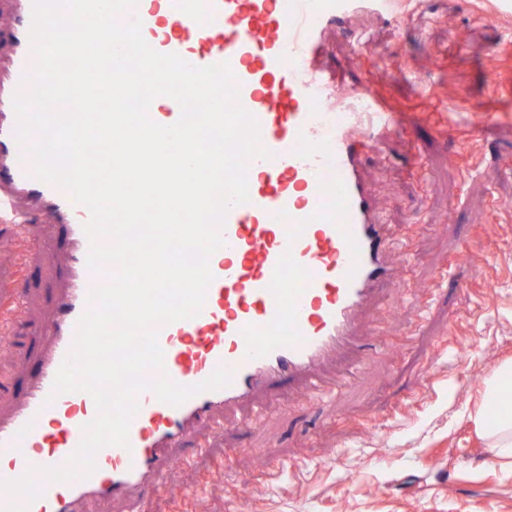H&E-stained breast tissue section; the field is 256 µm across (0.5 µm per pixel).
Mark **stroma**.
Here are the masks:
<instances>
[{
  "instance_id": "35a3bbf8",
  "label": "stroma",
  "mask_w": 512,
  "mask_h": 512,
  "mask_svg": "<svg viewBox=\"0 0 512 512\" xmlns=\"http://www.w3.org/2000/svg\"><path fill=\"white\" fill-rule=\"evenodd\" d=\"M319 62L397 115L361 161L397 282L359 314L366 352L316 368L346 387L315 401L297 380L215 412L139 512H512V459L490 457L471 420L512 359V0H392L344 20ZM28 235L50 260L20 270L0 224V298L21 285L27 320L0 335V412L38 370L30 331L67 261L57 225Z\"/></svg>"
}]
</instances>
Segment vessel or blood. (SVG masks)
<instances>
[{
    "label": "vessel or blood",
    "instance_id": "1",
    "mask_svg": "<svg viewBox=\"0 0 512 512\" xmlns=\"http://www.w3.org/2000/svg\"><path fill=\"white\" fill-rule=\"evenodd\" d=\"M362 0H138L144 40L195 67L229 63L240 101L260 124L272 157L247 170L248 203L228 212L224 244L209 259L214 279L202 311L159 329L164 368L194 385L218 366L231 383L181 405L138 396L128 447L107 446L88 477L45 485L28 512H81L90 498L137 504L163 483L168 452L215 410L258 390L307 377V393L326 388L310 368L347 346L367 296L393 279L392 250L359 169L362 153L394 125L385 102L366 92L344 96L315 66L327 33ZM33 0H0L13 22L0 28V224L43 216L63 230L68 254L50 294L54 308L38 334L39 370L9 411L0 413V479L28 466L62 464L96 415L90 394H54L88 296L105 280L87 266L88 209L70 193L36 179L20 155L12 98L34 65ZM345 113L326 125L324 112Z\"/></svg>",
    "mask_w": 512,
    "mask_h": 512
}]
</instances>
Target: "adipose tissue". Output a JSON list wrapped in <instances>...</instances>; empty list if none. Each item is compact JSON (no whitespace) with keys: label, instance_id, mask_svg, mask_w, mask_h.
Returning <instances> with one entry per match:
<instances>
[{"label":"adipose tissue","instance_id":"ef3b65f1","mask_svg":"<svg viewBox=\"0 0 512 512\" xmlns=\"http://www.w3.org/2000/svg\"><path fill=\"white\" fill-rule=\"evenodd\" d=\"M482 407L474 417L476 430L492 441L497 454L512 458V362L498 364L485 380Z\"/></svg>","mask_w":512,"mask_h":512}]
</instances>
